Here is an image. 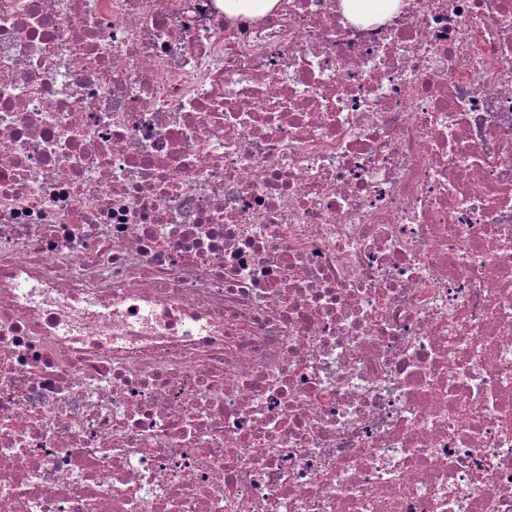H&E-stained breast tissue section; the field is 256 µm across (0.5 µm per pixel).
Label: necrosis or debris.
Segmentation results:
<instances>
[{
    "instance_id": "obj_1",
    "label": "necrosis or debris",
    "mask_w": 512,
    "mask_h": 512,
    "mask_svg": "<svg viewBox=\"0 0 512 512\" xmlns=\"http://www.w3.org/2000/svg\"><path fill=\"white\" fill-rule=\"evenodd\" d=\"M0 512H512V0H0ZM277 0H224V12L229 15H260L271 10ZM377 0H343L342 6L349 19L382 22L397 7L398 0H383L375 8Z\"/></svg>"
}]
</instances>
